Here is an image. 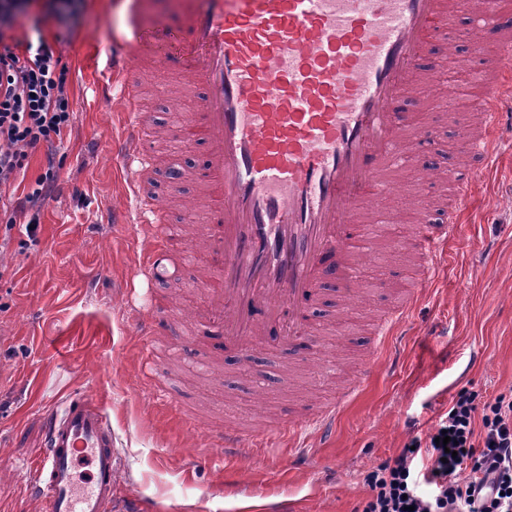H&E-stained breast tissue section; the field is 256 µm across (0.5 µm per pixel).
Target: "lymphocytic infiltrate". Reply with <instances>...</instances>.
I'll use <instances>...</instances> for the list:
<instances>
[{
  "label": "lymphocytic infiltrate",
  "mask_w": 512,
  "mask_h": 512,
  "mask_svg": "<svg viewBox=\"0 0 512 512\" xmlns=\"http://www.w3.org/2000/svg\"><path fill=\"white\" fill-rule=\"evenodd\" d=\"M33 0H0V190H7L9 226L24 222L36 239L39 204L58 189L53 141L71 124L67 72L44 36L11 47L18 19ZM46 145L45 167L26 183L30 150ZM475 393L454 398L440 429L457 440L456 456L430 442L429 463L403 448L366 477L362 512H512V397L477 404Z\"/></svg>",
  "instance_id": "1"
}]
</instances>
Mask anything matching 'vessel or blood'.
I'll return each instance as SVG.
<instances>
[{
    "instance_id": "obj_1",
    "label": "vessel or blood",
    "mask_w": 512,
    "mask_h": 512,
    "mask_svg": "<svg viewBox=\"0 0 512 512\" xmlns=\"http://www.w3.org/2000/svg\"><path fill=\"white\" fill-rule=\"evenodd\" d=\"M468 9V0H185L181 48L167 64L187 76L197 96L181 132L200 136L204 147L209 262L199 282L201 325L242 359L273 342L297 344L324 282L352 281L346 226L357 222L355 208L369 203L395 146L416 127L400 102L424 86L421 55L450 11ZM482 14L486 22L471 29L469 41L493 94L481 130L467 138L480 167L493 155L496 134L512 127V113L494 97L512 93V0H485ZM152 27L133 16L105 60L99 95L120 109L113 148L128 176L120 217L137 226L147 244L138 266L154 276L170 262L171 238L160 223V200L143 188L152 143L133 80L139 64L158 60L148 43ZM491 39L500 47L494 57L484 52ZM449 179L454 206L447 223L419 224L411 235L428 276L459 234L458 207L471 190L460 174ZM420 294L411 288L407 301L381 319L372 355L390 348L397 318L408 316ZM335 424L331 406L260 430L228 427L224 451L247 456L273 439L295 448L302 435H332ZM85 452L94 474L81 489L74 460ZM119 469L112 424L96 400L48 413L33 483L46 512H112Z\"/></svg>"
}]
</instances>
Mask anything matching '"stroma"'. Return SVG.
I'll list each match as a JSON object with an SVG mask.
<instances>
[{"label":"stroma","instance_id":"obj_1","mask_svg":"<svg viewBox=\"0 0 512 512\" xmlns=\"http://www.w3.org/2000/svg\"><path fill=\"white\" fill-rule=\"evenodd\" d=\"M129 20V0H84L57 45L72 110L57 147L59 189L40 208L37 243L16 228L0 250L8 267L0 277V512H42L30 492L45 451L42 405L81 396L110 415L121 458L120 512H361L366 475L412 438L428 441L459 391L485 400L512 392V132L502 134L492 167L474 173L462 231L426 282L408 335L379 358L334 436L324 443L307 437L313 462L299 464L285 446L228 457L216 435L228 425L251 430L316 412L361 374L377 316L401 305L417 281L418 258L399 253L398 244L415 224L448 216V185L424 184V162L468 166L460 124L479 117L488 87L471 80L469 102L461 104L445 65L469 68L462 52L469 25L452 17V44L437 43L424 60L429 81L407 108L443 133L432 143L413 137L410 152L389 161L375 206L396 221L371 230L358 267L361 297L330 291L318 304L309 323L322 326L324 348L273 349L243 365L198 338L192 321L175 317L202 305L196 281L207 256L197 241L208 200L197 174L188 172L161 216L191 252L167 278L138 276L141 242L129 225L112 221L127 190L112 150L117 107L98 100L92 86ZM135 78L144 123L163 132L161 157L144 180L163 190L174 162L201 161L200 147L179 132L196 101L180 73L160 67ZM130 302L165 315L167 336L154 344L139 336ZM263 374L272 387L259 399L250 388Z\"/></svg>","mask_w":512,"mask_h":512}]
</instances>
